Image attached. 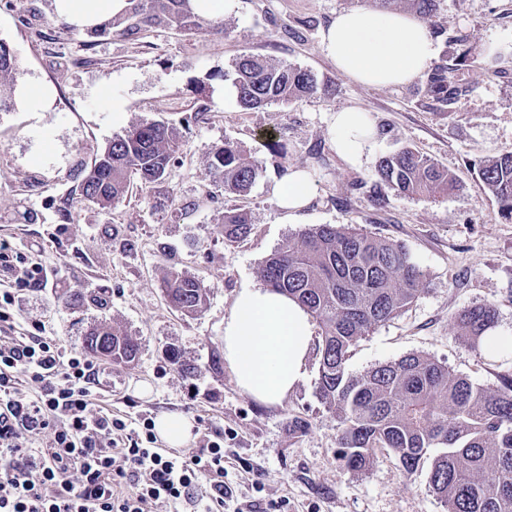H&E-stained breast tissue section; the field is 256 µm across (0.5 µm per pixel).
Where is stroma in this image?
Listing matches in <instances>:
<instances>
[{
	"instance_id": "1",
	"label": "stroma",
	"mask_w": 512,
	"mask_h": 512,
	"mask_svg": "<svg viewBox=\"0 0 512 512\" xmlns=\"http://www.w3.org/2000/svg\"><path fill=\"white\" fill-rule=\"evenodd\" d=\"M369 0H238L232 14L181 32L168 27L89 38L55 15L53 0H0V42L21 76L52 85L48 112L0 110V243L37 257L50 273L45 289H19L18 322L40 323L63 346L81 349L91 323L104 319L136 336L131 366L105 363L97 397L116 415L178 412L194 426L222 431L226 480L243 499L285 501L287 512H444L427 471L406 478L399 461L379 453L369 469L348 471L336 455L337 421L315 391L318 364L282 404L243 394L223 363L224 318L236 293L260 284L264 259L296 231L314 224L353 225L402 243L429 274L426 290L399 316L358 341L349 367L361 372L417 352L473 383L497 385L479 352L450 328L463 308L492 304L496 328L512 334V221L504 220L475 169L512 150V0H439L445 30L439 54L454 60L456 36H469L473 63L451 110L424 95L421 80L366 87L326 59L321 33L337 12ZM497 71L484 66L490 53ZM250 53L309 70L318 94L246 111L217 92L232 86L233 60ZM123 114L114 118L113 102ZM369 110L377 131L374 157L348 166L329 127L336 110ZM137 122H162L180 148L168 176L133 185L103 208L84 199L81 181L112 138ZM274 133L278 152L264 146ZM237 143L262 162L248 191L225 194L206 164L212 146ZM410 147L448 167L463 188L453 196H403L376 186L379 157ZM313 178L310 204L283 210L272 193L290 167ZM248 214L250 234L224 240L225 210ZM201 280L209 290L201 313L172 310L162 293L167 272ZM106 290L107 310L66 304L64 289ZM193 366L171 365V353ZM305 419L306 431L294 418ZM262 492H254L253 481Z\"/></svg>"
}]
</instances>
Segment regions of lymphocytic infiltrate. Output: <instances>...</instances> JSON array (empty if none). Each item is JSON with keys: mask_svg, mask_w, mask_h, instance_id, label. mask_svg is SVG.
<instances>
[{"mask_svg": "<svg viewBox=\"0 0 512 512\" xmlns=\"http://www.w3.org/2000/svg\"><path fill=\"white\" fill-rule=\"evenodd\" d=\"M17 302L0 289V512H281L275 500L238 507L222 432L181 457L159 446L151 417L133 428L96 406L101 365L17 327Z\"/></svg>", "mask_w": 512, "mask_h": 512, "instance_id": "1", "label": "lymphocytic infiltrate"}]
</instances>
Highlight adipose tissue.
Wrapping results in <instances>:
<instances>
[{"label":"adipose tissue","instance_id":"ef3b65f1","mask_svg":"<svg viewBox=\"0 0 512 512\" xmlns=\"http://www.w3.org/2000/svg\"><path fill=\"white\" fill-rule=\"evenodd\" d=\"M126 6L127 0H54L56 14L81 28L102 25ZM321 43L338 72L368 87L409 83L438 55L426 25L399 11L339 12ZM331 130L337 155L350 166H362L377 146L365 108L337 110ZM312 186L305 169L292 167L273 193L284 210L295 212L309 203ZM313 336L312 319L297 302L266 286L245 288L224 318V360L243 393L275 406L304 378Z\"/></svg>","mask_w":512,"mask_h":512}]
</instances>
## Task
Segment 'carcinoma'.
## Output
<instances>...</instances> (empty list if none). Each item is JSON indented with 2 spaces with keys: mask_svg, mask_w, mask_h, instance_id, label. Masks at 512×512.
I'll return each mask as SVG.
<instances>
[{
  "mask_svg": "<svg viewBox=\"0 0 512 512\" xmlns=\"http://www.w3.org/2000/svg\"><path fill=\"white\" fill-rule=\"evenodd\" d=\"M385 10L402 3L438 34L432 18L437 0H371ZM124 32L164 23L188 32L202 18L190 0H129ZM453 65L443 60L426 74L425 94L446 108L462 91L458 75L469 62L468 37ZM237 102L245 110L286 104L318 91L314 76L298 66L250 54L234 61ZM19 75L14 55L0 43V102L10 98ZM179 148L174 130L160 123L129 126L97 155L84 177L82 195L107 208L129 192L133 180L151 184L164 179ZM261 162L237 145L212 147L207 172L238 195L259 175ZM478 176L512 221V150L481 163ZM377 183L404 196H441L459 188L456 176L418 152L405 148L380 158ZM224 239L235 242L251 230L248 215L230 209L223 216ZM266 286L300 304L320 328L316 346V393L339 423V456L347 469L365 471L378 453L394 454L411 478L430 460L428 483L446 512H512V358L486 356L499 370L494 388L474 385L435 359L410 353L363 372L348 361L359 339L389 322L425 290L428 274L397 241L359 228L319 224L299 230L270 254L258 270ZM164 294L175 311L193 316L204 308L208 288L189 275L169 272ZM70 297L96 308L109 305L104 293L73 291ZM490 304L461 310L452 328L470 347H481L495 327ZM83 348L92 357L128 366L137 358V339L107 322L92 325Z\"/></svg>",
  "mask_w": 512,
  "mask_h": 512,
  "instance_id": "cac0c4a2",
  "label": "carcinoma"
}]
</instances>
